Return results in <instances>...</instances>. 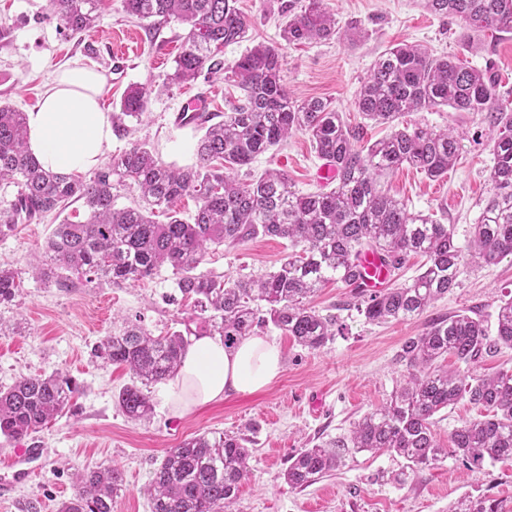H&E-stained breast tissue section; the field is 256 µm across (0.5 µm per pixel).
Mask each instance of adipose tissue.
Instances as JSON below:
<instances>
[{
	"instance_id": "1",
	"label": "adipose tissue",
	"mask_w": 512,
	"mask_h": 512,
	"mask_svg": "<svg viewBox=\"0 0 512 512\" xmlns=\"http://www.w3.org/2000/svg\"><path fill=\"white\" fill-rule=\"evenodd\" d=\"M100 89L99 74L77 63L56 76L27 112V147L42 167L82 173L103 165L112 126L98 103ZM280 371L281 352L266 337L251 335L228 348L220 339L197 336L166 399L172 415L182 417L229 393L265 389Z\"/></svg>"
}]
</instances>
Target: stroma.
<instances>
[{
  "label": "stroma",
  "mask_w": 512,
  "mask_h": 512,
  "mask_svg": "<svg viewBox=\"0 0 512 512\" xmlns=\"http://www.w3.org/2000/svg\"><path fill=\"white\" fill-rule=\"evenodd\" d=\"M303 3L237 0L252 26L247 38L225 46L221 57L229 67L257 43L279 47L293 98L330 100L346 123L360 131L363 143L387 136L390 129L362 117L355 107L356 92L374 59L400 42L420 45L436 56L455 55L478 68L490 67L500 78V95L512 97V33H483L473 52L461 41V24L428 13L421 0H327L339 28L336 37L285 44L281 29ZM186 33V26L175 22L147 29L124 12L122 0H105L97 27L70 37L49 0H0V102L28 111L56 73L79 62L102 76L99 101L104 112H118L127 87L162 84ZM197 93L208 96L216 116L229 111L240 95L223 75L206 72L192 84L151 94L148 112L134 132L113 131L108 156L141 141L163 163L192 166L198 133L177 126L174 113ZM407 121L455 128L463 136L459 159L439 180L403 167L381 177L379 184L412 212L453 225L457 242L467 246L492 193L489 142L495 130L481 112L422 109L411 112ZM320 165L309 136L300 132L259 155L238 177L247 180L269 169L281 170L296 190L309 193L319 187L314 174ZM60 221L51 213L18 225L12 236L0 240V265L23 267ZM287 254V240L260 237L237 249L221 246L210 251L200 270L230 279L258 277L279 268ZM171 277L165 268L134 284L98 285L77 275L69 288L28 277L22 294L0 305V319L19 327L17 333L0 335V388L23 376L55 371L71 376L80 387L69 411L23 438V445L41 447L43 457L31 482L17 486L11 498H0V512H25L30 506L57 512L75 493L72 467L112 465L121 469L125 486L113 512H152L143 487L153 468L168 449L203 432L242 434L249 440L252 471L239 487L236 512H448L459 499L483 495L504 500L512 510V462L477 470L451 456L412 473L400 457L364 451L348 454L332 475L306 488H290L282 479L291 454L347 435L359 417L390 399L406 373L401 354L409 337L434 320L462 312L479 317L488 331H495L497 307L512 297V257L490 266L467 264L458 287L411 321L366 323L357 310L361 294L328 283L311 301L318 313L337 320L336 334L324 348L301 347L270 324L257 328V335L282 351L281 373L270 386L232 393L176 417L158 384L151 388V420L135 423L115 404L118 390L131 381L130 373L93 358L91 351L126 318L142 317L157 335L180 330L183 310L168 301Z\"/></svg>",
  "instance_id": "obj_1"
}]
</instances>
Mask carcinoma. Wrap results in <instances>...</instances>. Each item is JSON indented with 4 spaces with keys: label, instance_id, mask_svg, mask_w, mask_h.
Masks as SVG:
<instances>
[{
    "label": "carcinoma",
    "instance_id": "cac0c4a2",
    "mask_svg": "<svg viewBox=\"0 0 512 512\" xmlns=\"http://www.w3.org/2000/svg\"><path fill=\"white\" fill-rule=\"evenodd\" d=\"M237 0H123L125 12L150 26L177 21L188 27L163 87L189 84L203 70L217 74V55L247 37L249 22ZM102 0H50L67 33L76 37L96 26ZM437 16L463 24L466 42L479 32H512V0H424ZM337 34L326 0H306L288 18L282 39L288 43L327 40ZM241 96L224 119L195 126L200 133L197 161L175 168L159 161L143 143L109 159L88 178L44 169L26 146V115L0 103V182L15 184L17 194L0 207V239L17 225L47 213L64 212L83 201L88 218L68 217L55 225L31 267L41 282L69 287L70 274L86 282H139L171 269L175 293L169 300L188 302L191 324L185 331L153 335L131 323L106 337L94 355L123 365L132 383L116 403L132 421L148 419L154 405L145 390L174 379L190 336H220L232 348L254 328L273 324L302 347L319 350L335 336V320L309 307V299L330 281L355 285L361 251L384 255L394 268L410 255L424 259L412 282L387 288L360 303L371 324L412 320L457 287L464 254L486 265L512 257V100L497 93L487 70L458 59L433 56L418 45L400 43L379 55L361 84L355 105L363 117L386 124L391 133L367 146L330 102L298 101L286 90L279 50L255 45L233 66ZM151 89L129 88L115 119L141 120ZM487 112L497 128L492 140L493 193L474 225L470 247L462 249L454 227L431 215L414 214L388 194L377 178L407 166L431 179L448 174L461 150L451 129L435 131L402 125L406 114L426 108ZM302 132L318 156L336 169V185L301 194L288 177L267 170L248 182L234 171ZM133 185L144 204L118 208L113 190ZM187 195L198 200L193 215L175 209ZM163 215L167 222L155 221ZM259 237L286 239L292 252L280 267L258 278L226 280L198 271L208 250L236 248ZM22 271L0 266V305L19 295ZM512 347V298L498 306L495 337L480 319L459 313L432 322L402 348L405 379L389 403L365 413L348 437L303 448L288 459L283 477L292 489L311 485L340 467L350 449L389 452L414 470L437 465L453 454L471 468L512 461V368L492 376L448 371L439 361L468 365L495 345ZM77 384L59 372L24 376L0 389V436L24 438L70 407ZM481 408L450 433L451 447L436 439L434 416L461 400ZM237 434L202 433L166 451L146 485L152 512H233L240 483L250 474V450ZM74 496L59 512H113L123 491L116 466L76 473ZM453 512H503L500 501L484 495L465 498Z\"/></svg>",
    "mask_w": 512,
    "mask_h": 512
}]
</instances>
